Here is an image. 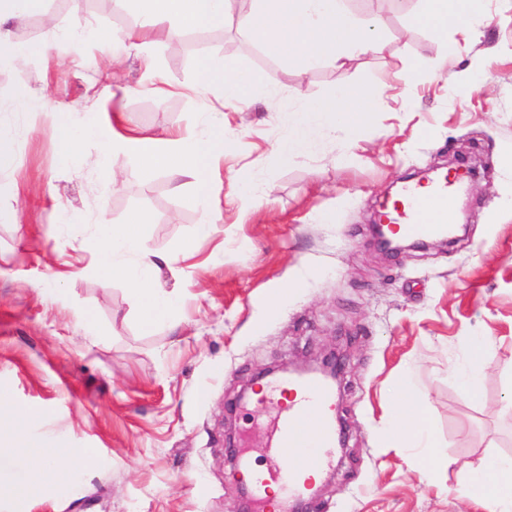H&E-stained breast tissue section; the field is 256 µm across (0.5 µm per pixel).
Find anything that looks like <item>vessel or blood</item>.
Here are the masks:
<instances>
[{
    "label": "vessel or blood",
    "mask_w": 512,
    "mask_h": 512,
    "mask_svg": "<svg viewBox=\"0 0 512 512\" xmlns=\"http://www.w3.org/2000/svg\"><path fill=\"white\" fill-rule=\"evenodd\" d=\"M463 185L462 178L440 176L430 191L429 196L412 197L409 203H395L387 214L392 224L403 225L406 232L428 236L447 235L452 223L448 209ZM295 387L299 397L291 404H282L278 399V386L267 389L263 398L266 406L276 411V427L273 446L283 456L302 455L305 466L323 470L333 460L336 435L331 429H323L316 442H308L301 434L302 423L314 413L329 414L336 405L334 391L326 388L315 379L296 381ZM282 483L289 498L300 497L303 488L298 472L293 470L281 474L267 472L254 479V496L262 512H283L282 503H274L266 495V488L272 482Z\"/></svg>",
    "instance_id": "b4317fda"
}]
</instances>
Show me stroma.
<instances>
[{"instance_id":"stroma-1","label":"stroma","mask_w":512,"mask_h":512,"mask_svg":"<svg viewBox=\"0 0 512 512\" xmlns=\"http://www.w3.org/2000/svg\"><path fill=\"white\" fill-rule=\"evenodd\" d=\"M360 18L378 19L383 55L338 70L325 63L302 71L265 47L241 50L232 23L187 32L153 58L175 86L194 82L200 62H229L261 78L248 108L228 112L234 135L214 182L226 202L224 221L197 239L199 214L169 190L164 172L128 177L113 191L96 146L78 163L61 153V112L112 115L91 99L105 71L91 67L97 43L45 44L47 25L92 23L105 37L136 29L135 12L117 0H45L42 12L14 23L19 45H43L24 62L0 66V123L17 147L16 169L0 177V211L22 202L19 223L0 220V408L24 412L27 437L39 447L74 448L80 460L46 493L27 500L9 489L28 469L23 452H0V512H240L242 472L236 454L273 464L269 409L239 403L261 386L271 366L296 365L336 349L343 367L337 412L347 432L331 482L305 500L306 512H483L459 492L467 474L492 457H512V0H484L478 40L449 28L447 45L413 24L418 0H350ZM438 58L433 77L409 86L404 101L387 100L352 148L317 138L309 155H274L292 131L295 95L331 96L339 82L379 88L409 69L422 46ZM484 64L486 85L452 92L453 76ZM131 92L122 102L141 131L192 129L214 92L155 96L138 92L141 60L122 68ZM41 92L32 112L16 108L21 91ZM283 102L270 118L267 95ZM475 164L462 205L463 237L443 246L385 256L370 224L393 184L454 153ZM271 186L268 198L233 201L238 178ZM59 188L60 203L44 196ZM74 221L61 223L60 211ZM125 224L149 216L138 231L148 248L183 250L176 271L181 306L175 328L143 329L130 311L122 279L102 285L89 227L100 211ZM312 269L305 284L298 274ZM92 321L83 324L79 311ZM492 349L482 384L471 395L450 374L465 366L477 339ZM410 375L443 444L444 464L431 481L416 451L387 447L384 428L392 386ZM238 434L229 448L227 433Z\"/></svg>"}]
</instances>
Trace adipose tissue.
<instances>
[{
    "instance_id": "adipose-tissue-1",
    "label": "adipose tissue",
    "mask_w": 512,
    "mask_h": 512,
    "mask_svg": "<svg viewBox=\"0 0 512 512\" xmlns=\"http://www.w3.org/2000/svg\"><path fill=\"white\" fill-rule=\"evenodd\" d=\"M137 7V35L113 39L104 50L113 61L124 53L138 50L140 40L161 35L163 40L180 38L191 29L206 28L233 20L248 42H260L292 58L301 69L325 61L344 69L353 58L383 53L388 45L378 21L356 19L348 0H256L255 6L235 13L234 0H132ZM416 23L428 27L436 41H444L449 26L463 25L468 34L481 36L484 26L482 0H421ZM197 83L214 88L220 108H208L200 125L190 131L164 132L143 136L137 131L117 130L127 122L125 113L114 119H100L94 113L64 112L58 121L65 134L60 150L68 157L79 155L87 144L96 145L102 156L124 157L130 173L158 169L168 177L171 193L188 198L200 214L198 233L208 236L222 223L219 193L210 173L223 158L228 142L224 130L225 112H240L248 106L260 81L254 75L232 67L221 68L201 63ZM378 93L339 86L335 94L317 103L301 102L291 115L292 133L280 141L275 151L290 160L305 151L313 130L330 139L351 141L380 107ZM98 243L97 271L102 283L122 276L128 284V298L144 329L171 326L180 304L176 289L161 278L162 269H174L180 257L158 254L148 249L143 239L126 225H116L100 216L94 232ZM389 440L417 449L420 474L430 478L442 458L441 445L430 418L415 393L410 379L395 387L394 407L387 425ZM32 466L26 481L14 487L16 498L25 499L47 491L63 475L59 464L75 456L71 448H34ZM463 493L481 503L485 512H512V458L497 457L473 472Z\"/></svg>"
}]
</instances>
